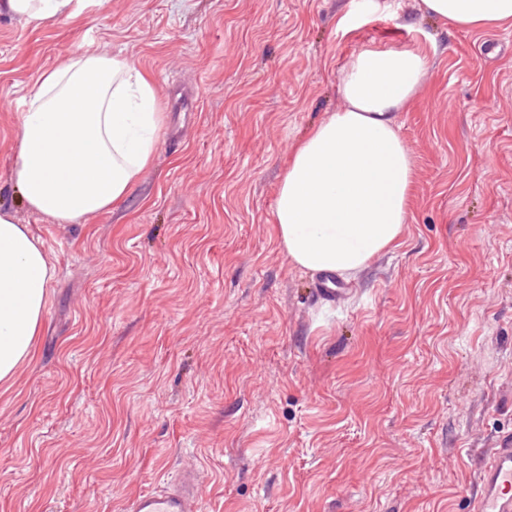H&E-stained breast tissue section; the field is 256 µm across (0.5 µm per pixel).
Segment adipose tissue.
<instances>
[{"mask_svg": "<svg viewBox=\"0 0 512 512\" xmlns=\"http://www.w3.org/2000/svg\"><path fill=\"white\" fill-rule=\"evenodd\" d=\"M458 26L512 22V0H422ZM74 0H0L29 22L68 17ZM420 47L364 48L339 70L343 104L292 151L274 208L289 259L311 272L353 276L396 247L414 163L396 120L422 86ZM157 91L123 55L83 52L34 81L18 124L12 181L25 206L78 224L122 201L157 148ZM54 269L28 225L0 207V381L32 359Z\"/></svg>", "mask_w": 512, "mask_h": 512, "instance_id": "1", "label": "adipose tissue"}]
</instances>
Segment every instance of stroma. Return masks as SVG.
<instances>
[{"label": "stroma", "instance_id": "1", "mask_svg": "<svg viewBox=\"0 0 512 512\" xmlns=\"http://www.w3.org/2000/svg\"><path fill=\"white\" fill-rule=\"evenodd\" d=\"M414 45L407 222L323 302L277 235L283 162L354 53ZM86 51L132 59L163 124L123 201L56 224L16 195L18 114ZM0 206L54 267L36 355L0 382V512H113L189 463L201 512H473L480 455L512 436V23L420 0L0 15Z\"/></svg>", "mask_w": 512, "mask_h": 512}]
</instances>
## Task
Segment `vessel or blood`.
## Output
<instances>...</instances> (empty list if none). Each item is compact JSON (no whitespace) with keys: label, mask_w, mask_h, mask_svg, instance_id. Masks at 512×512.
Segmentation results:
<instances>
[{"label":"vessel or blood","mask_w":512,"mask_h":512,"mask_svg":"<svg viewBox=\"0 0 512 512\" xmlns=\"http://www.w3.org/2000/svg\"><path fill=\"white\" fill-rule=\"evenodd\" d=\"M201 477L184 467L161 489L146 491L127 501L121 512H201ZM474 512H512V437H503L487 452L478 476Z\"/></svg>","instance_id":"obj_1"}]
</instances>
